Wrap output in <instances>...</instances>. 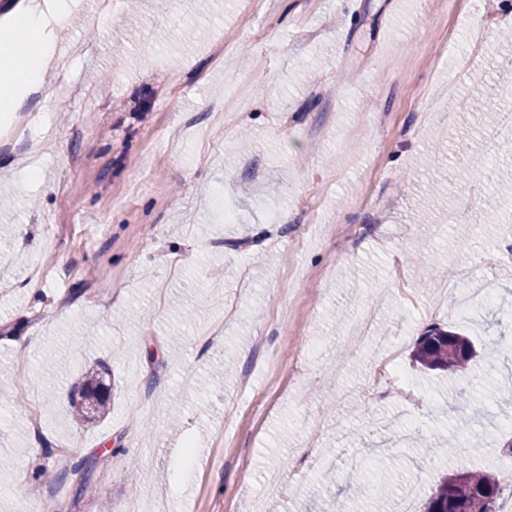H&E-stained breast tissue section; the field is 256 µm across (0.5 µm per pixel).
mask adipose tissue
Returning <instances> with one entry per match:
<instances>
[{
  "label": "adipose tissue",
  "instance_id": "obj_1",
  "mask_svg": "<svg viewBox=\"0 0 512 512\" xmlns=\"http://www.w3.org/2000/svg\"><path fill=\"white\" fill-rule=\"evenodd\" d=\"M78 0H14L0 25V112L25 111L54 60L55 33Z\"/></svg>",
  "mask_w": 512,
  "mask_h": 512
}]
</instances>
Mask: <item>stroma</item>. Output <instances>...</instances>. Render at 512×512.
<instances>
[{"label": "stroma", "instance_id": "35a3bbf8", "mask_svg": "<svg viewBox=\"0 0 512 512\" xmlns=\"http://www.w3.org/2000/svg\"><path fill=\"white\" fill-rule=\"evenodd\" d=\"M470 26L512 33V0H80L58 33L67 91L49 80L50 111L0 120V370L24 383L0 395V512H309L332 462L335 512H378L446 468H505L489 434L512 416L494 398L512 385V199L486 210L497 187L459 141L512 168L471 81L512 85V67L491 46L458 67ZM43 133L34 180L13 162ZM472 262L494 298L470 319L438 289ZM433 324L501 348L465 455L454 376L410 360ZM382 334L403 337L404 378L374 381ZM90 369L111 409L78 423ZM406 405L448 441L423 476L422 440L382 452L388 432L359 425Z\"/></svg>", "mask_w": 512, "mask_h": 512}]
</instances>
